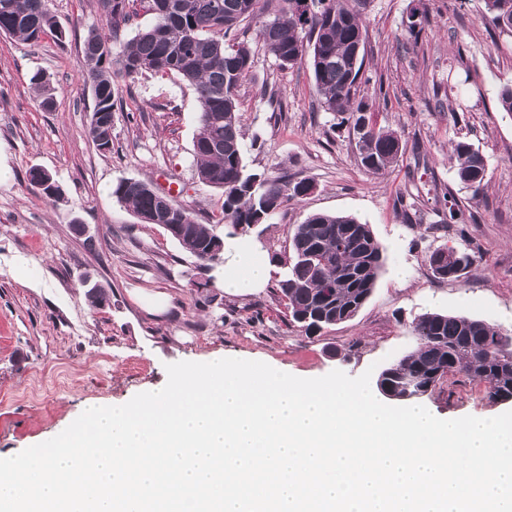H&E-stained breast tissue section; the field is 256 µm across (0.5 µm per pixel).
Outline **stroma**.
I'll return each mask as SVG.
<instances>
[{"label": "stroma", "mask_w": 512, "mask_h": 512, "mask_svg": "<svg viewBox=\"0 0 512 512\" xmlns=\"http://www.w3.org/2000/svg\"><path fill=\"white\" fill-rule=\"evenodd\" d=\"M48 7L65 45L0 35V458L58 435L87 401L123 404L162 389L170 363L231 355L300 378L335 369L356 377L413 351L411 324L426 312L512 332V113L498 104L512 87V33L494 25L484 0H367L359 95L402 146L381 175L357 162L348 127L322 108L309 66L280 67L251 39L254 65L238 93L239 115L259 143L246 147L245 161L313 190L248 238L269 258L288 250L308 214L342 213L369 225L385 256L358 314L310 334L291 322L278 293L280 265L264 288L225 294L221 266L200 267L160 226L116 200V183L136 178L170 192L200 221L220 213L222 190L203 184L193 163L195 91L175 74L131 78L113 68L112 147L97 149L88 136L94 99L80 79L83 40L104 24L97 0ZM39 71L55 88L48 111L31 82ZM460 140L486 161L476 201L451 157ZM34 167L52 174L60 197L30 185ZM439 187L459 205V223H447ZM444 246L475 256L459 280H437L428 265ZM96 284L108 291L106 305L87 300ZM422 402L441 418L506 410L460 374Z\"/></svg>", "instance_id": "35a3bbf8"}]
</instances>
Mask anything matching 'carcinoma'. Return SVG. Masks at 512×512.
I'll return each mask as SVG.
<instances>
[{
	"label": "carcinoma",
	"mask_w": 512,
	"mask_h": 512,
	"mask_svg": "<svg viewBox=\"0 0 512 512\" xmlns=\"http://www.w3.org/2000/svg\"><path fill=\"white\" fill-rule=\"evenodd\" d=\"M138 2L155 3L153 23L123 44L122 71L177 73L194 87L200 126L193 144V162L201 182L224 192L218 218L200 222L185 207L173 210V220L188 225L177 242L198 257L216 236L214 226L252 228L261 212L265 224L288 201L307 194L311 183L278 173L249 170L244 161V133L239 121L238 90L254 64L245 40L226 36L250 19L266 52L282 67L306 63L314 76L322 107L342 115L356 136V159L373 174L388 169L401 152L398 134L376 126L367 116L369 104L356 98L365 43L361 9L366 0H98L109 34L88 30L83 43L84 85L95 98L94 111L115 108L112 44L121 40V26L136 14ZM493 21L512 31V0H485ZM63 42L47 0H0V35L36 44L46 35ZM41 105H53L50 81L34 77ZM457 177L475 200L486 177L484 157L465 141L453 146ZM119 202L144 219H163L149 183L120 180L113 189ZM272 261L288 268L278 282L291 321L314 333L352 319L371 297L384 257L370 227L344 214L313 213L295 225L289 253ZM474 257L465 251L439 248L429 256L434 275L457 280ZM414 351L383 368L376 380L389 399L408 402L431 394L454 373L486 385L487 398L512 401V336L486 322L466 316L427 312L411 326ZM414 381L413 389L407 383Z\"/></svg>",
	"instance_id": "carcinoma-1"
}]
</instances>
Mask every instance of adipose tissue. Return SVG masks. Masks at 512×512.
<instances>
[{
	"label": "adipose tissue",
	"instance_id": "obj_1",
	"mask_svg": "<svg viewBox=\"0 0 512 512\" xmlns=\"http://www.w3.org/2000/svg\"><path fill=\"white\" fill-rule=\"evenodd\" d=\"M270 269L261 253L244 236H230L224 240V291L243 295L265 285Z\"/></svg>",
	"mask_w": 512,
	"mask_h": 512
}]
</instances>
